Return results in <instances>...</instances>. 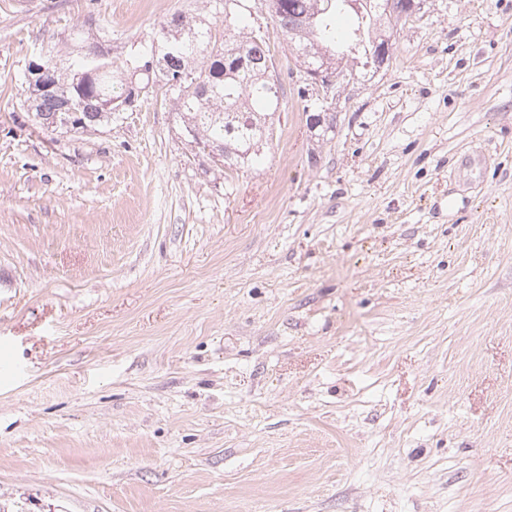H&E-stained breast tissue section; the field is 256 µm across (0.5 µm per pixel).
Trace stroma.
Masks as SVG:
<instances>
[{"label": "stroma", "instance_id": "35a3bbf8", "mask_svg": "<svg viewBox=\"0 0 512 512\" xmlns=\"http://www.w3.org/2000/svg\"><path fill=\"white\" fill-rule=\"evenodd\" d=\"M208 0H0V512H512V0H430L311 136L226 178L164 90L72 135L71 28L133 60Z\"/></svg>", "mask_w": 512, "mask_h": 512}]
</instances>
